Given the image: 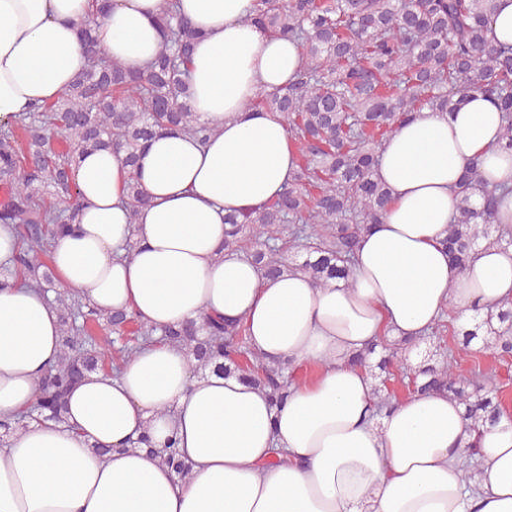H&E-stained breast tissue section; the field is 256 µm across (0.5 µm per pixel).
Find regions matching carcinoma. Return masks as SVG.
Instances as JSON below:
<instances>
[{
    "mask_svg": "<svg viewBox=\"0 0 512 512\" xmlns=\"http://www.w3.org/2000/svg\"><path fill=\"white\" fill-rule=\"evenodd\" d=\"M108 0H91L90 16L78 30L87 46L95 41L93 20ZM496 0H252L246 21L273 35L301 43L305 63L293 82L248 103L281 114L299 151L294 180L273 202L224 217V250L250 257L263 277L286 269L316 286L345 278L359 238L379 224L389 188L376 176L379 150L405 121L428 108L453 112L471 92L494 100L503 125L498 149L512 155V44L495 40ZM163 45L144 73L91 53L87 69L56 101L37 103L0 126V224L17 229L19 248L0 278H21L34 288H56L49 264L56 238L74 223L80 206L75 172L82 154L123 152L130 219L148 203L137 168L145 144L166 130L202 142L215 132L179 100L185 94V65L196 30L168 5L157 18ZM512 187L484 183L481 161L470 162L456 190L455 215L443 245L464 269L478 240L512 246V226L496 223L499 199ZM481 198L480 205L473 197ZM305 253L297 263L291 257ZM62 349L38 384L32 409L0 419L8 433L40 419H65L71 388L85 375L117 372L154 329L124 311L102 313L77 295L55 293ZM492 318L476 315L470 327L444 322L429 332L436 359L406 364L410 342L383 344L377 368L397 362L413 392L442 391L466 406L474 423L496 420L506 410L500 391L454 372L446 336L490 344L512 357V308ZM163 336L185 346L197 366L235 374L268 391L280 404L295 380L286 362L260 359L249 347L245 322L203 317L201 323L170 326ZM161 462L184 478L189 466L168 447Z\"/></svg>",
    "mask_w": 512,
    "mask_h": 512,
    "instance_id": "cac0c4a2",
    "label": "carcinoma"
}]
</instances>
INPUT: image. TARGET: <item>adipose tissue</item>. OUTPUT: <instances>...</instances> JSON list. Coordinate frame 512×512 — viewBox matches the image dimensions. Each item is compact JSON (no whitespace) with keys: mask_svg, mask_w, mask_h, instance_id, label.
Returning a JSON list of instances; mask_svg holds the SVG:
<instances>
[{"mask_svg":"<svg viewBox=\"0 0 512 512\" xmlns=\"http://www.w3.org/2000/svg\"><path fill=\"white\" fill-rule=\"evenodd\" d=\"M251 4L180 0L199 34L190 105L216 133L147 144L138 176L149 203L134 217L120 154H84L75 179L85 205L50 264L61 289L97 309L157 330L241 319L264 360L319 371L277 409L261 387L196 371L184 347L154 341L119 375L74 388L65 424L0 439V512H512V419L474 429L442 394L375 411L374 381L357 362L382 342L426 337L442 312L458 325L512 301V247L481 243L462 273L442 247L471 158L482 157L488 185H512L498 108L472 93L453 113L422 110L381 147L377 176L392 199L361 236L348 279L320 288L295 271L262 278L225 251L224 217L275 200L294 178L298 151L280 116L249 102L286 86L304 58L299 43L245 23ZM165 5L114 0L90 50L77 36L88 0H0V119L56 100L93 51L145 71ZM60 352L52 295L18 279L1 287L0 417L33 405ZM172 439L190 466L183 479L156 454ZM472 441L479 473L467 482Z\"/></svg>","mask_w":512,"mask_h":512,"instance_id":"adipose-tissue-1","label":"adipose tissue"}]
</instances>
